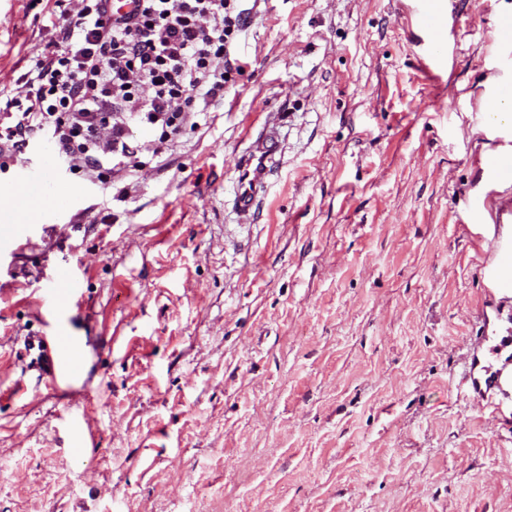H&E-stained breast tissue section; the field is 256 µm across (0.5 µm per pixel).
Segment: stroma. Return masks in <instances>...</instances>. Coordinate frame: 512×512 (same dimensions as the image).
I'll return each instance as SVG.
<instances>
[{"mask_svg": "<svg viewBox=\"0 0 512 512\" xmlns=\"http://www.w3.org/2000/svg\"><path fill=\"white\" fill-rule=\"evenodd\" d=\"M431 61L411 0H259L246 67L162 167L16 185L0 225V512H512V401L465 370L512 203L482 126L512 0H436ZM54 0H0V93L52 39ZM274 115L284 145L255 222L235 170ZM80 286L40 305L61 270ZM83 347L58 381L29 337ZM88 443L69 452V424ZM416 14L421 27L428 34L427 51L434 61H441L446 56V20L434 11L427 0H417Z\"/></svg>", "mask_w": 512, "mask_h": 512, "instance_id": "1", "label": "stroma"}]
</instances>
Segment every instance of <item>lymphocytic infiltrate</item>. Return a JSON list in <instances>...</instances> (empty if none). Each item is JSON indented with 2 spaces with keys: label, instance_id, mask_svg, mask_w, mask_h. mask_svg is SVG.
Returning a JSON list of instances; mask_svg holds the SVG:
<instances>
[{
  "label": "lymphocytic infiltrate",
  "instance_id": "f902f5d3",
  "mask_svg": "<svg viewBox=\"0 0 512 512\" xmlns=\"http://www.w3.org/2000/svg\"><path fill=\"white\" fill-rule=\"evenodd\" d=\"M55 39L31 57L24 91L0 100V171L36 142L66 172L106 182L128 158L155 161L244 64L231 50L244 0H55ZM152 131L147 149L135 128Z\"/></svg>",
  "mask_w": 512,
  "mask_h": 512
}]
</instances>
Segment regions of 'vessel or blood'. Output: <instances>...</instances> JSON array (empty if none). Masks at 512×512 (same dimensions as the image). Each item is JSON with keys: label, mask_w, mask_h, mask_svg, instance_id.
I'll return each instance as SVG.
<instances>
[{"label": "vessel or blood", "mask_w": 512, "mask_h": 512, "mask_svg": "<svg viewBox=\"0 0 512 512\" xmlns=\"http://www.w3.org/2000/svg\"><path fill=\"white\" fill-rule=\"evenodd\" d=\"M416 14L421 27L428 34L427 51L436 61L446 56V20L432 8L429 0H417ZM283 145L273 126L264 127L247 149L236 170L233 206L240 215L259 213L269 181L282 164ZM59 165L48 148H41L35 171H21L19 180L34 183L43 193L55 194L59 186ZM489 177L497 182L512 180V152L492 155L486 162ZM496 225H508V232L496 238V262L484 269V277L496 288L500 300L492 301L494 316L485 320L478 349L467 368L470 391L482 395L495 390L512 393V207L500 208L494 219ZM41 352L38 367L52 377H60L64 370L78 364L80 348L76 339L65 329L55 335L37 340Z\"/></svg>", "instance_id": "1"}]
</instances>
